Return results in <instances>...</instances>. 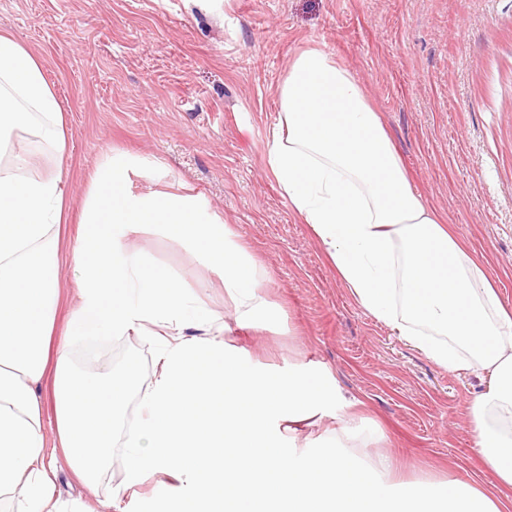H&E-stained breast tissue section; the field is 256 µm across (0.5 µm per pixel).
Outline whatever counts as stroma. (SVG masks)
<instances>
[{"instance_id": "1", "label": "stroma", "mask_w": 512, "mask_h": 512, "mask_svg": "<svg viewBox=\"0 0 512 512\" xmlns=\"http://www.w3.org/2000/svg\"><path fill=\"white\" fill-rule=\"evenodd\" d=\"M1 30L40 54L67 118L62 174L75 213L61 230L56 332L76 304V212L94 170L126 154L147 173L136 190L190 187L263 266L281 319L230 327L225 342L263 368L333 375L342 403L291 435V446H322L356 399L365 406L356 432L393 457L404 481L456 479L497 493L468 424L482 375L440 367L355 302L267 169L266 143L289 60L312 47L331 54L366 90L423 202L512 309V0H222L215 9L196 0H0ZM134 245L224 312L223 288L184 242L147 227ZM82 346L73 343L70 360L86 375L133 364L141 382L152 376L151 337L111 338L92 357ZM137 416L129 401L95 488L63 471L68 507L104 512L124 479Z\"/></svg>"}]
</instances>
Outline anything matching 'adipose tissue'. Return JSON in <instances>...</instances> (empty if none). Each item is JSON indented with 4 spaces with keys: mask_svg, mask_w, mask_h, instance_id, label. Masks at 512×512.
Masks as SVG:
<instances>
[{
    "mask_svg": "<svg viewBox=\"0 0 512 512\" xmlns=\"http://www.w3.org/2000/svg\"><path fill=\"white\" fill-rule=\"evenodd\" d=\"M278 99L267 166L283 196L358 304L436 364L487 373L469 422L483 462L512 487V312L416 193L349 71L322 50L301 51ZM16 137L23 149L14 148ZM65 148V115L41 57L0 32V496L12 512H61L59 459L85 484L97 483L134 393L139 422L126 439L114 508L163 474L170 483L153 497V512H503L473 483L452 480L438 494L387 484L389 455L348 454L335 439L306 459L292 457L281 444L283 424L325 413L338 387L327 372L269 373L228 352L223 315L129 246L143 227H159L189 243L221 280L240 326L278 313L257 263L223 219L191 194L134 192L140 170L128 157L91 178L73 249L78 301L65 334L147 335L160 349L144 386L131 370L75 376L67 343L51 342L68 211L62 174L31 172ZM50 366L58 456L47 451L37 394Z\"/></svg>",
    "mask_w": 512,
    "mask_h": 512,
    "instance_id": "ef3b65f1",
    "label": "adipose tissue"
}]
</instances>
